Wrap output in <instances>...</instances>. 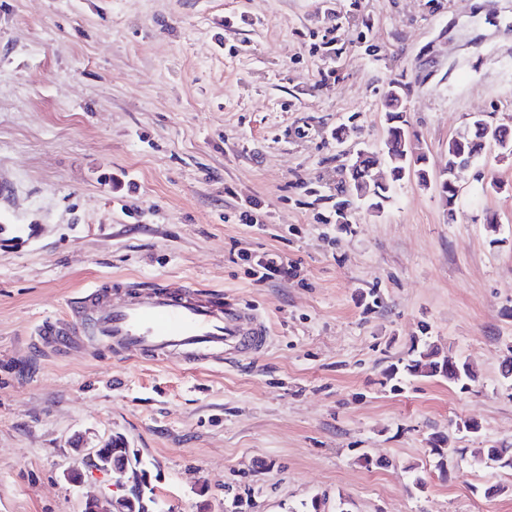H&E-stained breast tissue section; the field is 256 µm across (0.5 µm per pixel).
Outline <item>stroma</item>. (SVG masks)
Instances as JSON below:
<instances>
[{
  "label": "stroma",
  "instance_id": "stroma-1",
  "mask_svg": "<svg viewBox=\"0 0 512 512\" xmlns=\"http://www.w3.org/2000/svg\"><path fill=\"white\" fill-rule=\"evenodd\" d=\"M508 29L512 0H0V222L29 227L0 234V512L109 507L78 449L117 435L156 512H512L473 457L512 443V156L458 170L455 207L408 176L335 221L390 81L432 168L473 114L512 127ZM266 255L296 276L255 282ZM113 275L223 288L273 339L215 370L34 346ZM424 331L469 390L386 384Z\"/></svg>",
  "mask_w": 512,
  "mask_h": 512
}]
</instances>
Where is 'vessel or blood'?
Returning a JSON list of instances; mask_svg holds the SVG:
<instances>
[{"label": "vessel or blood", "mask_w": 512, "mask_h": 512, "mask_svg": "<svg viewBox=\"0 0 512 512\" xmlns=\"http://www.w3.org/2000/svg\"><path fill=\"white\" fill-rule=\"evenodd\" d=\"M38 336L51 349H89L99 343L113 358L177 357L196 368L223 365L234 352H262L271 330L221 290L196 282L150 285L99 281L70 299L64 316L43 323Z\"/></svg>", "instance_id": "b4317fda"}]
</instances>
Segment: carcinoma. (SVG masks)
<instances>
[{
	"instance_id": "carcinoma-1",
	"label": "carcinoma",
	"mask_w": 512,
	"mask_h": 512,
	"mask_svg": "<svg viewBox=\"0 0 512 512\" xmlns=\"http://www.w3.org/2000/svg\"><path fill=\"white\" fill-rule=\"evenodd\" d=\"M405 85L399 81L389 83L384 96V108L388 124L386 160L391 181H379L374 177L379 158L364 153L342 172V193L351 198L364 200L372 210H380L389 201L393 183L406 175L416 176L426 187L435 182L439 194L448 205L456 204V172L467 163H475L488 145L496 146L501 154H512V130L503 125L494 126L483 116L475 115L470 123L448 142L443 167L435 172L429 166V157L421 144L419 134L406 119L404 107ZM403 374L411 377H443L462 390L469 389L476 375L470 364L440 356L439 349L431 343L412 347L410 358L399 368H391L387 379L394 380ZM479 460L512 470V446L500 444L479 450Z\"/></svg>"
}]
</instances>
